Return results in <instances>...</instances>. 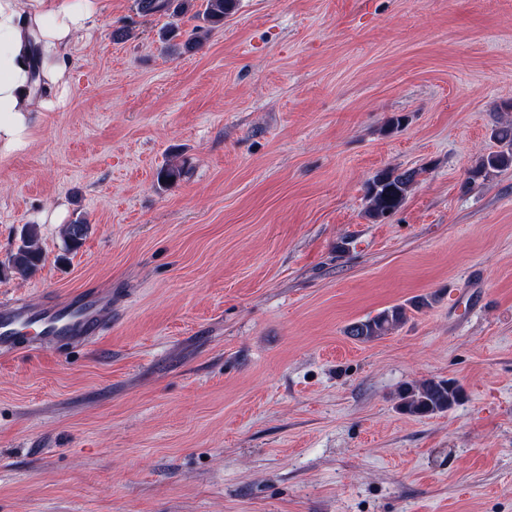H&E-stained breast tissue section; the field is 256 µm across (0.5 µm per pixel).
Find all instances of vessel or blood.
Wrapping results in <instances>:
<instances>
[{
  "instance_id": "vessel-or-blood-1",
  "label": "vessel or blood",
  "mask_w": 512,
  "mask_h": 512,
  "mask_svg": "<svg viewBox=\"0 0 512 512\" xmlns=\"http://www.w3.org/2000/svg\"><path fill=\"white\" fill-rule=\"evenodd\" d=\"M111 305V294L103 290L84 291L57 303L1 302L0 354L13 353L27 341H92Z\"/></svg>"
}]
</instances>
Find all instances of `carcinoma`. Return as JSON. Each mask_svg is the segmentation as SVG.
I'll list each match as a JSON object with an SVG mask.
<instances>
[{
  "label": "carcinoma",
  "mask_w": 512,
  "mask_h": 512,
  "mask_svg": "<svg viewBox=\"0 0 512 512\" xmlns=\"http://www.w3.org/2000/svg\"><path fill=\"white\" fill-rule=\"evenodd\" d=\"M238 0H205L204 10L195 13L203 24L196 26L183 44H173L178 50L193 49L202 43L204 35L212 27L224 23V18L237 7ZM193 8L189 0H136V10L144 15L164 12L172 17L187 14ZM491 138L498 150L482 154L468 170V182L485 180L492 173L512 167V122L505 120L495 124ZM183 167L168 163L158 173V180L164 184H173L181 179ZM418 171L410 169L400 171L396 168L378 170L368 181L365 198L366 217L374 224L385 222L405 203L416 183ZM90 225L76 221L64 225L60 236L69 249H77L87 238ZM43 262V250L39 226L23 225L19 244L11 253L8 265L16 274L31 276ZM407 319L404 305L388 307L373 317L350 324L347 335L361 342H370L381 338ZM464 398L462 388L451 379H427L422 382L405 384L399 392V409L414 417H430L445 413L458 405Z\"/></svg>",
  "instance_id": "cac0c4a2"
}]
</instances>
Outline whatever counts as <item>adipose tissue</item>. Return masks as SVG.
I'll use <instances>...</instances> for the list:
<instances>
[{
	"label": "adipose tissue",
	"mask_w": 512,
	"mask_h": 512,
	"mask_svg": "<svg viewBox=\"0 0 512 512\" xmlns=\"http://www.w3.org/2000/svg\"><path fill=\"white\" fill-rule=\"evenodd\" d=\"M95 13L92 0H0V157L65 105L72 48Z\"/></svg>",
	"instance_id": "1"
}]
</instances>
